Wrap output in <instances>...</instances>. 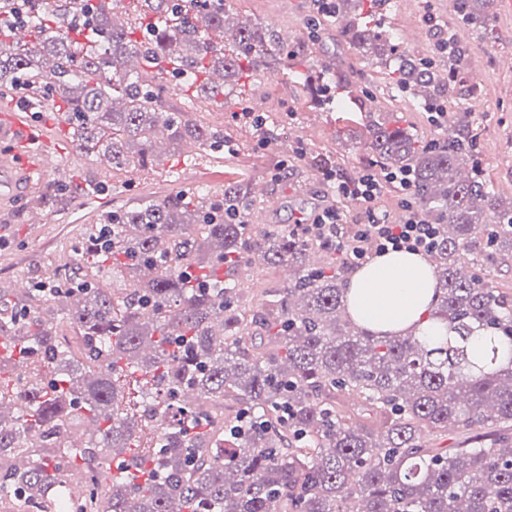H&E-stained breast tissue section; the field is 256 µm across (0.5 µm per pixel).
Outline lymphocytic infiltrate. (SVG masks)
Instances as JSON below:
<instances>
[{
  "mask_svg": "<svg viewBox=\"0 0 512 512\" xmlns=\"http://www.w3.org/2000/svg\"><path fill=\"white\" fill-rule=\"evenodd\" d=\"M324 179L334 182L338 195L362 203L363 217L348 223L333 208L319 211L311 223L300 225L304 238L333 250L343 266L356 267L371 257L390 251L426 252L435 238V227L422 216L411 200L412 180L406 172L365 169L356 177L336 176L324 172ZM397 193L406 214L396 223L386 212L376 209L375 202L388 192Z\"/></svg>",
  "mask_w": 512,
  "mask_h": 512,
  "instance_id": "f902f5d3",
  "label": "lymphocytic infiltrate"
}]
</instances>
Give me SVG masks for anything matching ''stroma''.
Masks as SVG:
<instances>
[{"label": "stroma", "mask_w": 512, "mask_h": 512, "mask_svg": "<svg viewBox=\"0 0 512 512\" xmlns=\"http://www.w3.org/2000/svg\"><path fill=\"white\" fill-rule=\"evenodd\" d=\"M240 21L275 29L292 58H281L274 73L254 83L251 112L270 117L276 133L268 146H260V132L248 119L239 117V89L224 86V106L216 108L208 98L193 91H164L160 106L179 111L192 123L223 130L236 156L238 168L230 169L222 158L183 145L180 155L167 158L166 169L155 163L132 171H116L111 185H102L103 174L69 132L59 135L63 154L59 185H90L92 197L83 204L48 209V223L31 228L23 201L0 210V286L13 287L19 280L48 277L71 262L72 245L85 225L98 214L121 205H133L168 194L206 188L212 199L224 197V185L237 178L251 179L267 187L281 200L270 223L287 227L307 220L316 211L334 208L347 220L361 211L355 201L337 195L333 183L313 172L310 161L348 177L368 166L371 156L366 127L376 117L392 125L411 128L427 140L438 131L429 112L390 88L389 69L367 59L347 43L337 19L319 16L314 0H232ZM456 22L452 0H391L385 24L397 32L403 48L447 72L446 60L435 51L439 31ZM459 37L469 56L460 74L463 93L446 99L448 111L459 119H471L476 140L474 158L494 192L512 199V69L501 67L503 54L512 53V16L496 12L491 34L462 28ZM313 69L315 74L339 81L344 108L323 105L319 83L299 85L291 71Z\"/></svg>", "instance_id": "obj_1"}]
</instances>
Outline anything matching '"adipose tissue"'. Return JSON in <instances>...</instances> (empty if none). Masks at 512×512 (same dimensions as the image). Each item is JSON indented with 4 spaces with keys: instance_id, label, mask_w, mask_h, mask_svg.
<instances>
[{
    "instance_id": "obj_1",
    "label": "adipose tissue",
    "mask_w": 512,
    "mask_h": 512,
    "mask_svg": "<svg viewBox=\"0 0 512 512\" xmlns=\"http://www.w3.org/2000/svg\"><path fill=\"white\" fill-rule=\"evenodd\" d=\"M347 288L352 317L374 331L396 335L413 327L423 336L446 333L428 318L435 278L422 254L397 251L375 256L353 274Z\"/></svg>"
}]
</instances>
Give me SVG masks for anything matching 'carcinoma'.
<instances>
[{
  "mask_svg": "<svg viewBox=\"0 0 512 512\" xmlns=\"http://www.w3.org/2000/svg\"><path fill=\"white\" fill-rule=\"evenodd\" d=\"M27 2L33 41L0 29V94L47 88L66 104L77 145L114 170L150 163L161 126L175 146L224 152V132L159 108L168 81L216 101V77L250 84L284 52L273 33L239 23L228 0H152L138 38L92 0L82 52L80 31L55 17L59 4ZM387 2L370 0L342 35L366 57L395 60L397 93L440 105L467 48L454 30L441 37L446 74L399 50L370 21ZM493 4L454 0L459 26L489 33ZM161 57L182 67L165 72ZM367 132L377 167L409 172L416 206L436 225L430 318L457 339L430 348L413 331L383 336L352 320L336 256L305 269L319 247L251 224L246 185L225 184L221 206L195 192L104 212L55 280L0 288V400L15 405L0 416V498L30 512L51 501L56 512H512V355L493 346L474 372L461 345L476 324L512 349V294L482 272L512 259V201L482 177L461 129L422 141L379 119ZM228 208L242 219L224 220ZM104 225L114 227L111 251L98 255ZM258 262L300 273L264 289L253 311L240 272ZM117 281L130 288L116 291ZM141 379L147 448L122 409V386ZM83 425L93 430L72 442ZM450 427L476 434L433 447ZM72 480L85 488L79 499L62 493Z\"/></svg>",
  "mask_w": 512,
  "mask_h": 512,
  "instance_id": "carcinoma-1",
  "label": "carcinoma"
}]
</instances>
